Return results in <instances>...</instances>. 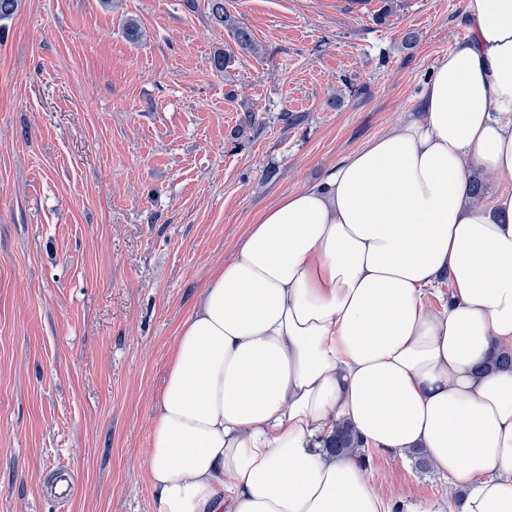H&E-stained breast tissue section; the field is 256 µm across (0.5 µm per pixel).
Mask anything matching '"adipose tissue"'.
Instances as JSON below:
<instances>
[{"label":"adipose tissue","instance_id":"obj_1","mask_svg":"<svg viewBox=\"0 0 512 512\" xmlns=\"http://www.w3.org/2000/svg\"><path fill=\"white\" fill-rule=\"evenodd\" d=\"M468 39L417 115L282 197L180 326L147 450L157 512H512V0H464ZM442 311L425 295L440 278ZM421 450L462 501L399 506L323 449ZM473 177H476V179L482 182L484 190L482 188L481 183L473 181L471 182L470 185L471 194L477 197L482 193L483 190L481 197L477 198V200L484 204H490L497 190L500 189L502 186L508 184L507 181L501 180L493 175L487 174L486 172L479 168H475L472 170L470 178ZM360 442L355 438L350 427L345 424H338L336 427V434L332 437L328 444V448L332 451L343 452L352 451L358 453L360 457L365 459L367 455L365 448H359Z\"/></svg>","mask_w":512,"mask_h":512}]
</instances>
